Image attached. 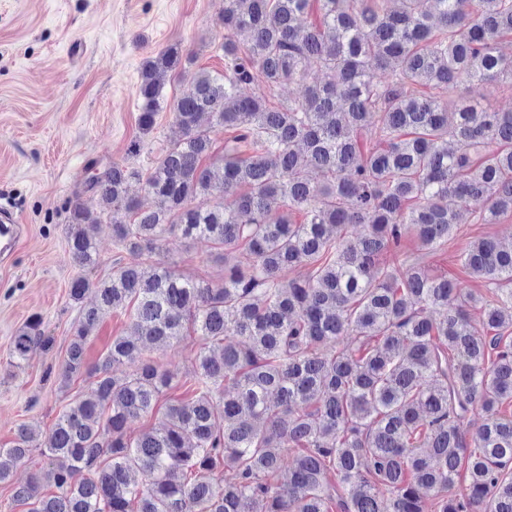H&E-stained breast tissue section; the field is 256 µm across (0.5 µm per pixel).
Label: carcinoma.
I'll list each match as a JSON object with an SVG mask.
<instances>
[{
	"instance_id": "obj_1",
	"label": "carcinoma",
	"mask_w": 512,
	"mask_h": 512,
	"mask_svg": "<svg viewBox=\"0 0 512 512\" xmlns=\"http://www.w3.org/2000/svg\"><path fill=\"white\" fill-rule=\"evenodd\" d=\"M505 37L512 0H224V72L189 69L177 44L147 57L139 129H153L176 77L182 137L146 173L88 167L100 210L69 212L74 263L95 264L106 228L147 256L166 234L210 242L228 270L218 285L161 261L71 280L79 318L60 375L84 373L94 390L0 447L5 483L44 436L47 466L14 500L28 512H512V243L481 237L462 254L484 295L420 262L380 261L409 233L445 245L462 209L479 224L512 214V111L481 105L512 80ZM255 83L298 93L275 105L243 92ZM206 118L224 127L220 149ZM133 180L153 205L128 194ZM237 250L247 267L230 264ZM128 308L124 334L87 364L89 333ZM188 332L202 341L183 381L193 397L130 437L174 380L147 350ZM37 347L54 337L34 315L13 362Z\"/></svg>"
}]
</instances>
